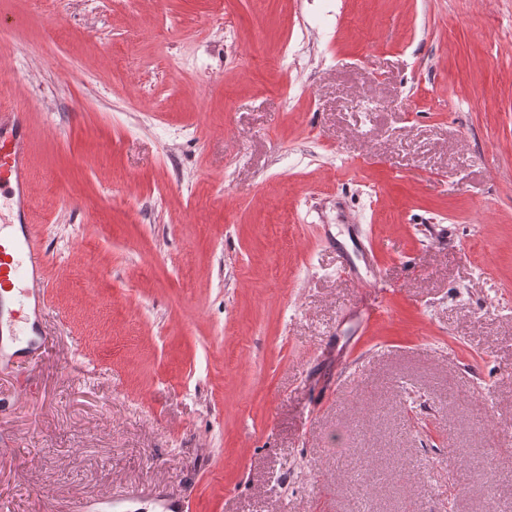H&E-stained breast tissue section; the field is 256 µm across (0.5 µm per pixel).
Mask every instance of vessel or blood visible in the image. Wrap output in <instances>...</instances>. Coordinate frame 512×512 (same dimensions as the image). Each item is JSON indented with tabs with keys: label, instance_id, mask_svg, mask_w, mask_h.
Listing matches in <instances>:
<instances>
[{
	"label": "vessel or blood",
	"instance_id": "obj_1",
	"mask_svg": "<svg viewBox=\"0 0 512 512\" xmlns=\"http://www.w3.org/2000/svg\"><path fill=\"white\" fill-rule=\"evenodd\" d=\"M28 121L22 112H0V292L8 293L7 332L39 349L45 341L40 320L45 310L41 288L46 252L32 230L29 212ZM342 264L357 272L358 262H373L374 251L367 238L333 243Z\"/></svg>",
	"mask_w": 512,
	"mask_h": 512
}]
</instances>
